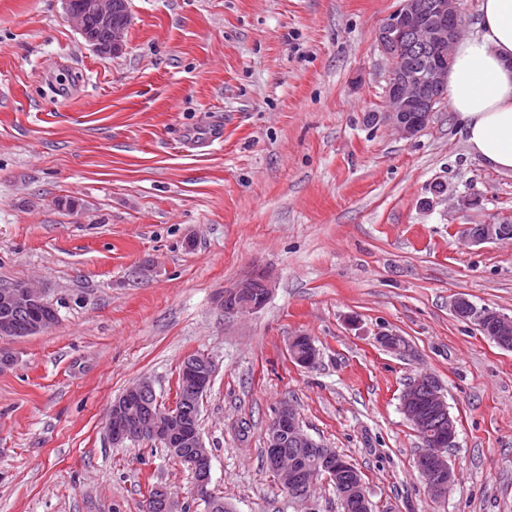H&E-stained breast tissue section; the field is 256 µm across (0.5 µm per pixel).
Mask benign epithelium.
Segmentation results:
<instances>
[{
    "instance_id": "benign-epithelium-1",
    "label": "benign epithelium",
    "mask_w": 512,
    "mask_h": 512,
    "mask_svg": "<svg viewBox=\"0 0 512 512\" xmlns=\"http://www.w3.org/2000/svg\"><path fill=\"white\" fill-rule=\"evenodd\" d=\"M68 19L76 27L83 39L98 53L114 55L125 47L126 32L131 23V14H126L123 23H113V14L119 11L118 0H87L86 12L72 8L71 0H62ZM92 15L97 24L111 29V37L105 44L99 42L87 28L85 17ZM462 0H401L400 5L375 31V40L388 62L385 85V111L372 114L374 123L390 124L403 137L413 138L422 132L431 121L434 104L445 100L448 84V71L453 64V49L460 37L462 28ZM421 102L419 113L413 119L405 116L415 102ZM512 233L508 222L490 221L486 224H464L461 236L472 245L498 242ZM263 288L261 301L242 302L251 296L255 287ZM271 283L263 273H256L240 280L235 287L224 291L221 305L227 312H255L268 300ZM0 305L13 308H31L35 319L22 330L17 325L0 319L1 338H20L37 335L48 329L53 322L42 315L49 308L45 293L41 288L27 284L0 287ZM456 316L477 327L482 326L490 312L477 307L464 297H457L451 304ZM492 340L499 346L512 347V317L495 314V335ZM214 376V365L210 357L192 360L183 364L181 379L184 394L201 399L210 388ZM155 394L153 384L141 380L126 388V403H113L108 420V431L112 444L126 442H155L168 445L184 441L191 447L185 463L191 470L199 498L211 504L208 485L211 478L210 451L206 448L201 434L183 430L184 423L176 411V406L163 407L159 400H148ZM430 407L448 418V426L438 438L427 444L416 458V469L428 491L435 497H443L452 487L455 471L448 463L447 448L454 446L456 425L450 417L448 404L442 386L432 376L422 375L414 379L401 395V410L407 421L417 432L429 425L425 407ZM298 448H307L322 459L331 462L332 470L346 475L353 470L351 463L339 458L330 448L314 441L303 429L296 411L291 405L281 406L269 427V462L278 476L281 485L294 489L297 497L305 496L316 482V470L301 469L293 461L286 463L279 449L284 447L283 436ZM340 499L360 507L368 500L361 487L338 481ZM144 512H179L175 499L162 488L145 500Z\"/></svg>"
}]
</instances>
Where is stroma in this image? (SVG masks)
Masks as SVG:
<instances>
[{"label":"stroma","mask_w":512,"mask_h":512,"mask_svg":"<svg viewBox=\"0 0 512 512\" xmlns=\"http://www.w3.org/2000/svg\"><path fill=\"white\" fill-rule=\"evenodd\" d=\"M398 5L129 0L125 49L101 55L62 0H0V286L40 285L57 312L0 339V512H142L158 485L204 512L167 448L107 429L140 379L172 404L194 353L215 365L200 433L230 512H341L327 479L295 499L268 469L284 403L361 471L372 512H512V350L451 311L512 316V243L458 233L512 221V173L470 154L449 109L409 139L366 123ZM438 179L448 200L425 206ZM466 192L483 204L462 213ZM258 270L264 307L224 312ZM297 333L314 367L290 359ZM421 373L457 428L437 500L400 409Z\"/></svg>","instance_id":"obj_1"}]
</instances>
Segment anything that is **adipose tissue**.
<instances>
[{"instance_id":"1","label":"adipose tissue","mask_w":512,"mask_h":512,"mask_svg":"<svg viewBox=\"0 0 512 512\" xmlns=\"http://www.w3.org/2000/svg\"><path fill=\"white\" fill-rule=\"evenodd\" d=\"M446 102L470 153L512 172V0H481L476 33L454 47Z\"/></svg>"}]
</instances>
